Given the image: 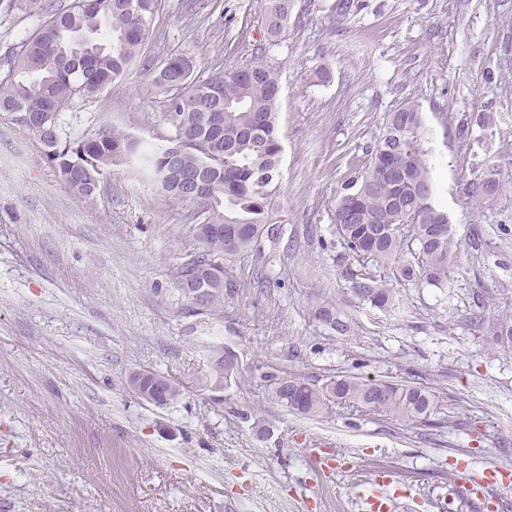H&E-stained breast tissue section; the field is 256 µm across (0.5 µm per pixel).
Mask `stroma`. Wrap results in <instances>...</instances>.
I'll list each match as a JSON object with an SVG mask.
<instances>
[{
  "label": "stroma",
  "instance_id": "obj_1",
  "mask_svg": "<svg viewBox=\"0 0 512 512\" xmlns=\"http://www.w3.org/2000/svg\"><path fill=\"white\" fill-rule=\"evenodd\" d=\"M295 0L279 47L283 146L272 216L280 238L228 254L223 307L186 299L177 270L199 242L189 207L114 170L96 201L65 187L34 137L0 120V512H366L378 470L414 487L420 512H477L462 480L512 471V350L489 326L512 288V0ZM146 57L199 71L265 46L260 0H162ZM328 70V80L317 78ZM418 105L436 186L461 254L447 288L396 283L382 311L352 290L360 263L334 232L336 196L364 170L390 112ZM492 113L494 124H476ZM154 142L164 97L134 68L66 114ZM493 170V205L467 188ZM351 321L340 335L315 303ZM240 374L222 400L200 387L214 356ZM169 375L157 407L132 371ZM337 375L432 389L427 426L333 405L318 419L267 397L265 377Z\"/></svg>",
  "mask_w": 512,
  "mask_h": 512
}]
</instances>
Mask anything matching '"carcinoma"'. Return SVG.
Returning a JSON list of instances; mask_svg holds the SVG:
<instances>
[{
	"instance_id": "cac0c4a2",
	"label": "carcinoma",
	"mask_w": 512,
	"mask_h": 512,
	"mask_svg": "<svg viewBox=\"0 0 512 512\" xmlns=\"http://www.w3.org/2000/svg\"><path fill=\"white\" fill-rule=\"evenodd\" d=\"M26 10L37 17L0 70V118L32 132L58 169L62 182L80 200L95 201L114 168L150 176L176 203H193L181 180L198 174L209 186V204L200 219L220 232L200 239L202 247L177 272L180 290L189 300L203 296V308L224 305L238 293L236 282L208 270L210 261L233 245V252L258 248L274 239L279 225L270 200L281 161L277 136L279 71L268 54H253L235 66L197 74L195 59L170 53L150 70L151 82L165 95L167 129L162 145L151 151L130 132L103 122L94 133L74 137L64 114L92 101L141 63L161 0H71L62 8L38 0H7L0 6ZM294 0H262V25L268 48L280 45ZM390 137L368 147V167L342 185L336 197L334 223L343 245L362 262L352 289L380 310L399 307L395 278L436 288L448 287L459 244L448 215L434 203V183L423 147L424 121L417 104L390 113ZM468 194L493 204L502 194L490 174L475 178ZM315 318L344 335L351 325L336 306L314 307ZM497 343L512 348V309L505 308L490 326ZM239 374L238 364L215 358L203 387L222 385ZM144 391L170 404L181 386L161 375L143 384ZM268 396L288 411L318 417L332 404L361 412L385 413L404 425L427 424L435 396L417 386L340 375L319 385L288 374L270 383Z\"/></svg>"
}]
</instances>
